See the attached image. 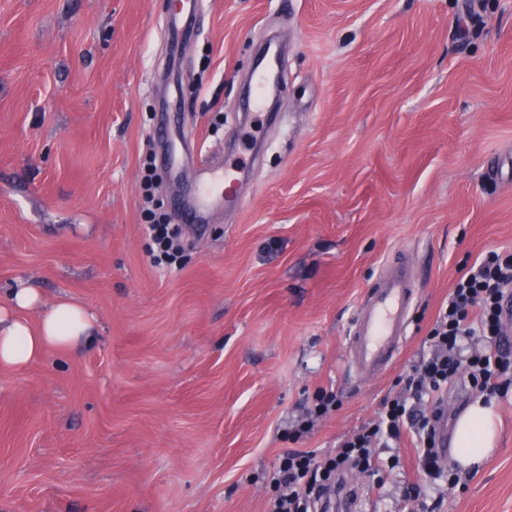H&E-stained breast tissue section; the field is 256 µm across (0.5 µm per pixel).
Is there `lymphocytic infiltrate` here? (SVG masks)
<instances>
[{"label": "lymphocytic infiltrate", "mask_w": 512, "mask_h": 512, "mask_svg": "<svg viewBox=\"0 0 512 512\" xmlns=\"http://www.w3.org/2000/svg\"><path fill=\"white\" fill-rule=\"evenodd\" d=\"M511 287L512 253L493 251L471 266L449 293L446 308L439 310L427 336L430 350L403 376L401 394L385 401L379 419L354 432L335 453H286L271 477L277 493L269 512H326L327 495L343 470L378 472L375 449L400 447L408 435L416 444L419 468L439 470L436 424L449 377L464 370L472 388L490 391L512 363V344L501 339L502 302ZM478 333L488 347L466 350L467 339Z\"/></svg>", "instance_id": "1"}]
</instances>
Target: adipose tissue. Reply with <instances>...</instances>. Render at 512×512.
Here are the masks:
<instances>
[{
    "mask_svg": "<svg viewBox=\"0 0 512 512\" xmlns=\"http://www.w3.org/2000/svg\"><path fill=\"white\" fill-rule=\"evenodd\" d=\"M36 310L38 322L26 314ZM95 334V317L88 310L65 300L44 304L40 293L21 284L11 289L9 302L0 305V366L25 368L49 349L71 350L90 342ZM501 435L500 418L494 403L476 400L459 416L453 444L463 468L480 464L494 453Z\"/></svg>",
    "mask_w": 512,
    "mask_h": 512,
    "instance_id": "ef3b65f1",
    "label": "adipose tissue"
}]
</instances>
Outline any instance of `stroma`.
I'll use <instances>...</instances> for the list:
<instances>
[{"label":"stroma","mask_w":512,"mask_h":512,"mask_svg":"<svg viewBox=\"0 0 512 512\" xmlns=\"http://www.w3.org/2000/svg\"><path fill=\"white\" fill-rule=\"evenodd\" d=\"M167 0H0V305L11 288L90 310L95 341L0 368V512H268L294 450L333 452L397 394L456 280L512 252V0H202L172 58ZM276 120L242 112L269 36ZM196 177L251 173L242 205L154 265L143 217L153 116L172 89ZM419 285L381 376L350 364L385 263ZM340 407L296 435L317 390ZM481 467L414 448L355 471L362 512H512V388Z\"/></svg>","instance_id":"obj_1"}]
</instances>
